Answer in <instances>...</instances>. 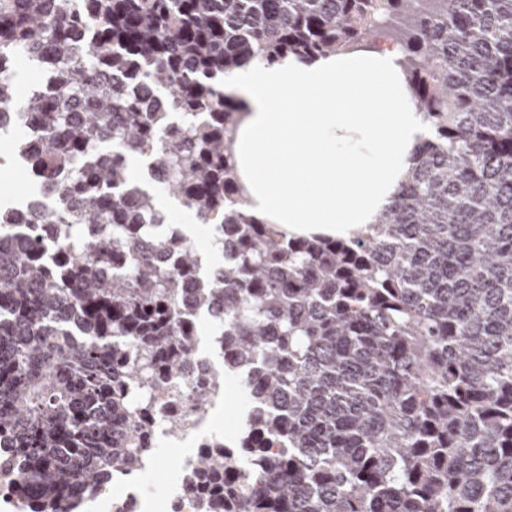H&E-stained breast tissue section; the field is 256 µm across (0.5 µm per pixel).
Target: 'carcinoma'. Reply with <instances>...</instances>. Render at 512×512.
<instances>
[{
    "label": "carcinoma",
    "instance_id": "1",
    "mask_svg": "<svg viewBox=\"0 0 512 512\" xmlns=\"http://www.w3.org/2000/svg\"><path fill=\"white\" fill-rule=\"evenodd\" d=\"M382 36L434 132L393 205L348 241L256 221L224 75ZM38 64L56 91L19 96ZM17 113L55 201L0 210V437L23 512H84L149 452L141 397L206 370L191 309L220 320L224 359L191 397L239 379L259 474L202 454L200 512H512V0H0V120ZM132 155L224 261L149 234L163 217Z\"/></svg>",
    "mask_w": 512,
    "mask_h": 512
}]
</instances>
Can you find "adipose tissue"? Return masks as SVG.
I'll use <instances>...</instances> for the list:
<instances>
[{
    "mask_svg": "<svg viewBox=\"0 0 512 512\" xmlns=\"http://www.w3.org/2000/svg\"><path fill=\"white\" fill-rule=\"evenodd\" d=\"M224 92L240 106L231 152L247 208L291 236L367 232L432 137L393 43L254 58L225 76Z\"/></svg>",
    "mask_w": 512,
    "mask_h": 512,
    "instance_id": "ef3b65f1",
    "label": "adipose tissue"
}]
</instances>
